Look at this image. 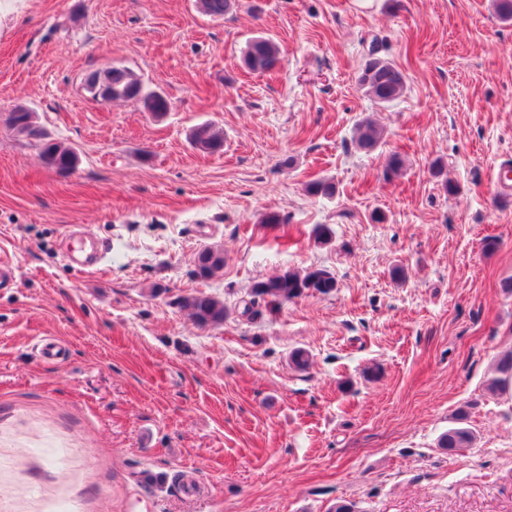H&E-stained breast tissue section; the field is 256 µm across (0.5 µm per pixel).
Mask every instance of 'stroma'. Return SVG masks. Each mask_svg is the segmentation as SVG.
I'll use <instances>...</instances> for the list:
<instances>
[{
  "instance_id": "obj_1",
  "label": "stroma",
  "mask_w": 512,
  "mask_h": 512,
  "mask_svg": "<svg viewBox=\"0 0 512 512\" xmlns=\"http://www.w3.org/2000/svg\"><path fill=\"white\" fill-rule=\"evenodd\" d=\"M265 35L283 61L254 74L243 54ZM374 42L406 76L390 104L358 83ZM114 66L170 112L94 100L87 76ZM20 105L75 169L6 125ZM367 117L384 130L370 151ZM204 122L222 152L193 145ZM509 160L512 19L494 0H234L221 18L31 0L0 36V512H512V395L489 388L512 349V199L493 190ZM315 179L334 196L308 194ZM207 246L224 268L204 280ZM310 267L332 293L241 317L254 281ZM196 291L223 325L178 305ZM461 411L476 440L445 453ZM382 139V130L374 120L365 118L356 127V142L361 149H374ZM224 267V254L218 247H205L197 256L195 275L201 279H210ZM178 304L189 311L194 323L199 327L223 325L228 315L223 300L204 292L179 297Z\"/></svg>"
}]
</instances>
